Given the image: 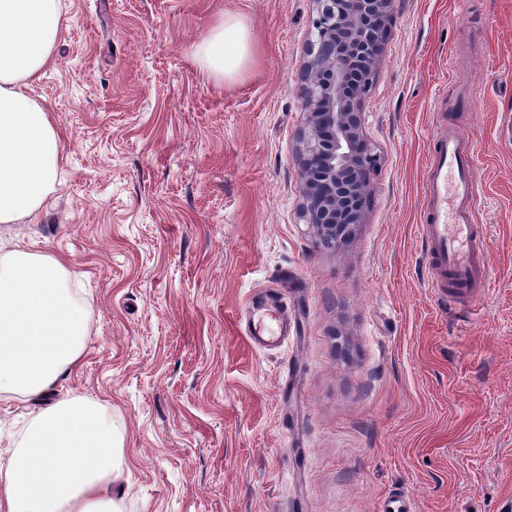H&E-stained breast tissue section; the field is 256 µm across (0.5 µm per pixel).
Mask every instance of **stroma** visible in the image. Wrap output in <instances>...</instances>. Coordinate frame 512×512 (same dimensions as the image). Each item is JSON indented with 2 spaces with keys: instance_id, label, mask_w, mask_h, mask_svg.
I'll list each match as a JSON object with an SVG mask.
<instances>
[{
  "instance_id": "35a3bbf8",
  "label": "stroma",
  "mask_w": 512,
  "mask_h": 512,
  "mask_svg": "<svg viewBox=\"0 0 512 512\" xmlns=\"http://www.w3.org/2000/svg\"><path fill=\"white\" fill-rule=\"evenodd\" d=\"M30 96L64 135L37 223L0 249L63 256L87 344L58 394L119 431L123 512H512V0H392L363 132V221L321 243L299 214L314 0H62ZM243 19L242 80L202 70ZM478 157L487 280L431 287L430 142ZM266 320L285 341H251ZM0 394V465L25 432ZM195 57L201 67L221 80L239 76L251 58L249 34L243 20L224 15L199 46Z\"/></svg>"
}]
</instances>
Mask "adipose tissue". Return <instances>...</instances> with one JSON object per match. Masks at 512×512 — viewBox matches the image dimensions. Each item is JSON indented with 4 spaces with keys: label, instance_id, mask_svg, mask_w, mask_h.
I'll use <instances>...</instances> for the list:
<instances>
[{
    "label": "adipose tissue",
    "instance_id": "1",
    "mask_svg": "<svg viewBox=\"0 0 512 512\" xmlns=\"http://www.w3.org/2000/svg\"><path fill=\"white\" fill-rule=\"evenodd\" d=\"M61 0H0V224L36 219L62 161L49 110L28 95L52 65ZM251 58L243 20L224 15L196 52L219 79ZM66 261L23 245L0 254V394L39 404L0 470V512H122L109 487L120 475L111 412L96 401L54 400L86 345V314L65 285Z\"/></svg>",
    "mask_w": 512,
    "mask_h": 512
}]
</instances>
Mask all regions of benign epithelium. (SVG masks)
<instances>
[{"label": "benign epithelium", "mask_w": 512, "mask_h": 512, "mask_svg": "<svg viewBox=\"0 0 512 512\" xmlns=\"http://www.w3.org/2000/svg\"><path fill=\"white\" fill-rule=\"evenodd\" d=\"M300 135L301 216L327 246L362 223L363 197L377 171L363 134L362 103L373 84L392 0H315Z\"/></svg>", "instance_id": "benign-epithelium-1"}]
</instances>
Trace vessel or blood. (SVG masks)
<instances>
[{"label": "vessel or blood", "instance_id": "1", "mask_svg": "<svg viewBox=\"0 0 512 512\" xmlns=\"http://www.w3.org/2000/svg\"><path fill=\"white\" fill-rule=\"evenodd\" d=\"M477 184L471 142L459 133L439 136L426 180L428 212L421 236L430 244V256L441 271L461 284L489 274L479 259L477 227L472 221Z\"/></svg>", "mask_w": 512, "mask_h": 512}]
</instances>
